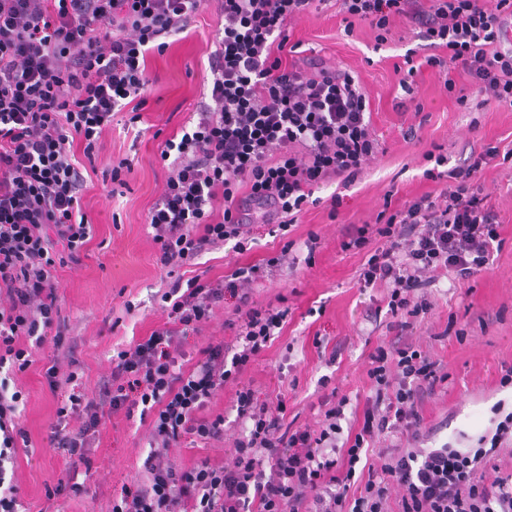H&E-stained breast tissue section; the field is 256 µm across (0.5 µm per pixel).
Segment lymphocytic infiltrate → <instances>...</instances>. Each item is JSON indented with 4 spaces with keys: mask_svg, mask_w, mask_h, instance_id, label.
Returning a JSON list of instances; mask_svg holds the SVG:
<instances>
[{
    "mask_svg": "<svg viewBox=\"0 0 512 512\" xmlns=\"http://www.w3.org/2000/svg\"><path fill=\"white\" fill-rule=\"evenodd\" d=\"M334 4L346 22L368 23L385 43L394 19L417 27L399 86L414 93L419 68L443 78L458 105L512 107V49L505 48L512 0H0V512H26L8 479L28 434L25 402L12 382L51 346L42 371L50 392L69 389L47 446L68 462L47 487L56 498L87 495L90 448L112 416L145 426L147 454L135 488L111 512H512V475L488 468L487 450L421 449L425 402L448 379L422 334L433 308L426 289L442 274L464 282L487 271L504 244L499 214L481 175L499 149L449 166L439 145L423 158L439 193L384 205L374 223L343 235L365 251L358 283L386 288L388 343L368 356L372 394L345 445L336 430L347 397L329 393L317 425H285L284 401L259 400L241 374L288 322L285 297L262 304L253 286L296 264L293 241L259 263L237 262L223 278L180 276L208 250H248L252 226L287 231L315 188L351 186L377 156L370 100L359 80L322 58L288 59V27ZM220 25L208 56L197 120L158 156L159 195L146 223L169 283L164 319L150 335L117 347L97 395L79 392L80 366L61 315L59 269L80 265L95 228L82 208L85 172L95 165L114 117L141 120L151 83L147 60L164 54L195 18ZM457 70L468 79L457 87ZM232 300V341L187 350L216 307ZM236 434L210 406L227 384ZM230 439L226 459L177 466L176 448Z\"/></svg>",
    "mask_w": 512,
    "mask_h": 512,
    "instance_id": "f902f5d3",
    "label": "lymphocytic infiltrate"
}]
</instances>
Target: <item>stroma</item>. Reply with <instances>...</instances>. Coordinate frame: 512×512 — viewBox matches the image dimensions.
I'll use <instances>...</instances> for the list:
<instances>
[{"instance_id":"obj_1","label":"stroma","mask_w":512,"mask_h":512,"mask_svg":"<svg viewBox=\"0 0 512 512\" xmlns=\"http://www.w3.org/2000/svg\"><path fill=\"white\" fill-rule=\"evenodd\" d=\"M344 27L342 15L334 11L308 12L291 25L288 42L360 75L383 151L345 190L336 218H329L325 206H310L292 226V239L304 242L313 231L320 245L311 263H298L257 286L256 301L286 296L292 314L282 335L243 376L259 399L284 395L286 420L296 426L317 421L322 377H331L339 394L366 400L371 389L367 356L377 343L391 338L386 291L359 290L356 273L364 257L341 251V226L372 220L384 196L397 205L438 191V184L422 177L427 166L422 154L430 144L443 145L452 166L487 144L512 148V108L492 103L465 111L429 69L416 77L422 112L396 111L403 56L417 47V38L399 23L394 40L379 47L368 25L355 22L349 35ZM215 29V17L203 14L187 38L150 60L153 82L137 131L114 126L96 161L97 172L88 179L83 206L96 227L98 244L81 266L59 272L61 311L77 344L86 393L95 391L113 347L149 335L164 322L153 296L163 288L165 274L148 240L145 216L162 185L159 147L179 133L201 99ZM415 124L421 127L420 141L404 139L403 129ZM125 157L132 161L126 184L109 194L101 172ZM482 182L507 242L490 269L473 277L470 286L456 287L442 277L428 289L433 309L423 333L432 355L448 372V384L424 406V448H490L497 424L512 412V383L502 382L500 372L502 364H512V160H494ZM128 300L135 306L129 314L124 311ZM317 335L327 337L330 346L341 343L340 354H332L330 346L317 349ZM47 355L40 350L35 364L19 378L26 395L20 421L29 433L31 450L18 452L16 479L29 512H40L46 486L56 484L66 469L64 460L46 446L60 403L42 379ZM145 455L143 428L121 416L111 418L95 442L89 496L59 499L57 512H111L113 491L136 484Z\"/></svg>"}]
</instances>
